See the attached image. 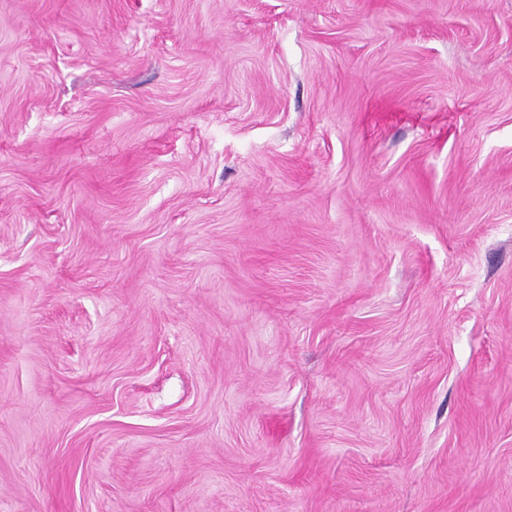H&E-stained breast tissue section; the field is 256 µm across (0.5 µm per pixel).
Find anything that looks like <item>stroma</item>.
I'll return each instance as SVG.
<instances>
[{
    "label": "stroma",
    "mask_w": 512,
    "mask_h": 512,
    "mask_svg": "<svg viewBox=\"0 0 512 512\" xmlns=\"http://www.w3.org/2000/svg\"><path fill=\"white\" fill-rule=\"evenodd\" d=\"M0 512H512V0H0Z\"/></svg>",
    "instance_id": "obj_1"
}]
</instances>
